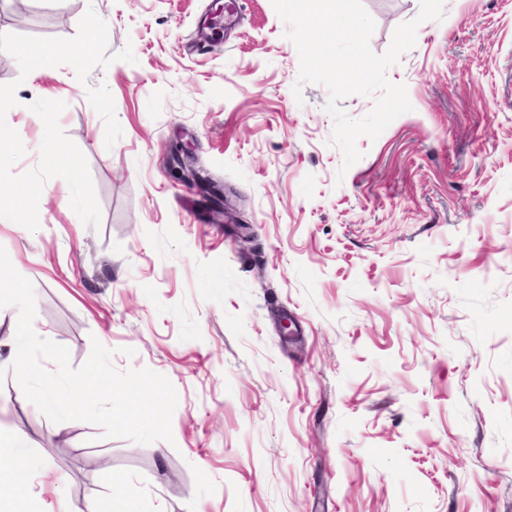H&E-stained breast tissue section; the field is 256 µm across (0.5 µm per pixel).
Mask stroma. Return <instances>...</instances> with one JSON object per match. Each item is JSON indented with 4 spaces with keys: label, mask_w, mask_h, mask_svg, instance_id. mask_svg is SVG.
Instances as JSON below:
<instances>
[{
    "label": "stroma",
    "mask_w": 512,
    "mask_h": 512,
    "mask_svg": "<svg viewBox=\"0 0 512 512\" xmlns=\"http://www.w3.org/2000/svg\"><path fill=\"white\" fill-rule=\"evenodd\" d=\"M0 31L77 35L87 9L135 63L21 76L0 50L6 114L40 158L39 98L85 156L102 213L78 222L48 180L39 227L0 223L35 286V332L80 368L92 341L120 371L177 392L172 441L58 428L7 362L18 310L0 308V430L32 463L33 512H79L113 490L150 512H512V0H446L388 78L412 111L341 170L328 89L292 87L295 45L272 0H239L223 37L210 0H20ZM384 53L419 0H363ZM106 84L122 135L104 144L87 86ZM236 224H214L175 145ZM286 313L292 337L275 316Z\"/></svg>",
    "instance_id": "1"
}]
</instances>
